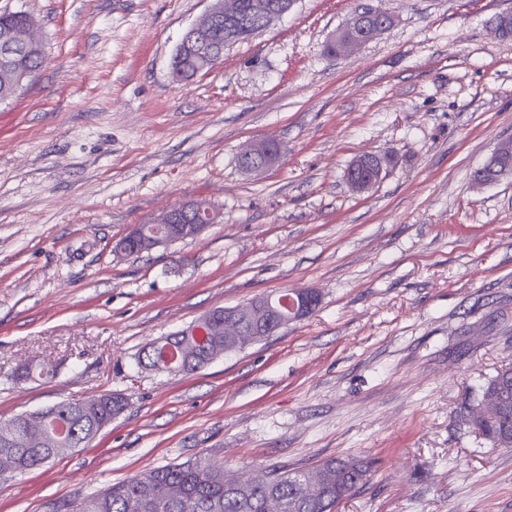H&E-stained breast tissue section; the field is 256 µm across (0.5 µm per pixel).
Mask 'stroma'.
<instances>
[{
	"label": "stroma",
	"mask_w": 512,
	"mask_h": 512,
	"mask_svg": "<svg viewBox=\"0 0 512 512\" xmlns=\"http://www.w3.org/2000/svg\"><path fill=\"white\" fill-rule=\"evenodd\" d=\"M210 0H0L45 63L0 102V417L109 389L126 410L86 448L0 481V512L73 501L203 455L265 475L376 459L335 512H512V447L465 408L512 364V0H296L186 81L171 55ZM394 25L355 53V12ZM272 140L280 160L238 162ZM362 154L390 157L358 193ZM217 223L137 256L113 247L174 205ZM314 288L321 304L188 374L140 350L214 307ZM512 175V141H503L497 145L490 164L481 173H471V180L482 179L497 182L501 178Z\"/></svg>",
	"instance_id": "obj_1"
}]
</instances>
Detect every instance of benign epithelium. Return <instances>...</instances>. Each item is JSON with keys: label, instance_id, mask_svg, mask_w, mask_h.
<instances>
[{"label": "benign epithelium", "instance_id": "1", "mask_svg": "<svg viewBox=\"0 0 512 512\" xmlns=\"http://www.w3.org/2000/svg\"><path fill=\"white\" fill-rule=\"evenodd\" d=\"M295 0L281 10H271L265 4L258 7L265 12L264 28L281 20L292 9ZM237 0H212L205 16L187 29L191 38L206 35L216 24L220 16L231 17L236 14ZM35 25L30 22L23 27L0 31V83L9 88L22 83L29 73L18 64V52H35L41 47L40 39L35 35ZM281 154V148L274 142H258L248 146L240 154V161L247 171H258L275 163ZM216 214L202 200L192 201L180 208L165 211L156 220L159 225L191 224L193 236L201 234L209 225L215 223ZM175 234L144 237L141 229H132L115 247V252L125 255L130 251V244L138 243L140 252H149L163 244L171 242ZM315 291L312 288L296 290L284 300L273 294L256 297L244 304L224 308V335L233 340L236 349L261 340L263 336H272L275 331L271 326L277 320L283 324L301 320L309 316L313 307Z\"/></svg>", "mask_w": 512, "mask_h": 512}]
</instances>
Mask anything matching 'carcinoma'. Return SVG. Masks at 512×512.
Returning a JSON list of instances; mask_svg holds the SVG:
<instances>
[{
	"mask_svg": "<svg viewBox=\"0 0 512 512\" xmlns=\"http://www.w3.org/2000/svg\"><path fill=\"white\" fill-rule=\"evenodd\" d=\"M30 16L1 12L0 29L21 27ZM255 0H238L236 26L244 34L262 26ZM170 65L179 80L208 70L203 56L176 46ZM512 175V141L497 145L490 164L471 172V180L497 182ZM232 344L224 338V320L210 324L208 335L181 330L175 342L163 336L144 347L138 363L145 369L178 375L193 372L224 355ZM501 408L494 415L478 414L488 397ZM121 393L105 390L83 399L65 400L33 415L0 420V480L16 472L39 468L75 448L86 447L112 419L126 408ZM470 420L495 445L512 447V366L487 381L468 406ZM373 463H348L339 458L313 467L272 469L264 479L230 477L224 466L202 457L170 464L77 499L73 512H334L346 497L367 484ZM319 481L317 493H305L308 479Z\"/></svg>",
	"mask_w": 512,
	"mask_h": 512,
	"instance_id": "obj_1",
	"label": "carcinoma"
}]
</instances>
